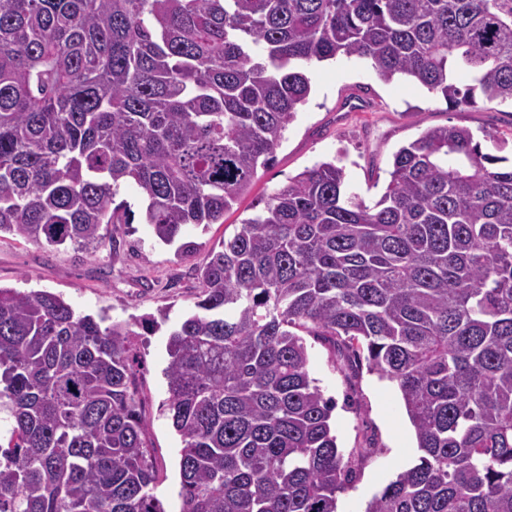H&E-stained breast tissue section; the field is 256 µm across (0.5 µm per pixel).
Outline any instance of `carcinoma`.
I'll return each instance as SVG.
<instances>
[{"instance_id": "cac0c4a2", "label": "carcinoma", "mask_w": 512, "mask_h": 512, "mask_svg": "<svg viewBox=\"0 0 512 512\" xmlns=\"http://www.w3.org/2000/svg\"><path fill=\"white\" fill-rule=\"evenodd\" d=\"M338 56L512 106V0H0V234L94 250L127 185L164 244L224 223ZM505 161L431 128L371 206L322 161L210 252L167 341L181 512H337L368 449L339 450L304 333L396 383L423 452L364 512H512ZM133 335L0 286V512H165Z\"/></svg>"}]
</instances>
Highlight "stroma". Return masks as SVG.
<instances>
[{
  "label": "stroma",
  "mask_w": 512,
  "mask_h": 512,
  "mask_svg": "<svg viewBox=\"0 0 512 512\" xmlns=\"http://www.w3.org/2000/svg\"><path fill=\"white\" fill-rule=\"evenodd\" d=\"M313 91L299 107L275 153L273 165L259 169L251 190L226 213L223 223L186 226L182 241L191 255L156 241L145 221V205L133 187L119 190L132 221L107 224L96 251L72 245L47 248L19 238L0 239V286L61 295L80 314L106 316L108 322L160 320L159 329H142L132 339L138 365L140 409L156 459L155 493L166 512H180L181 440L161 406L168 398L163 371L170 330L193 312L200 292L197 269L211 249L231 237L267 198L307 167L341 158L349 188L374 203L389 179L393 154L427 129L459 125L479 138L483 149L512 161V107L477 100L455 106L406 79L383 82L355 58L339 57L309 67ZM309 375L325 397L335 401L332 423L343 451L370 448L353 485L338 497L339 512H364L373 496L397 473L418 460L414 428L397 387L369 372L366 364L348 368L342 356L307 337Z\"/></svg>",
  "instance_id": "1"
}]
</instances>
